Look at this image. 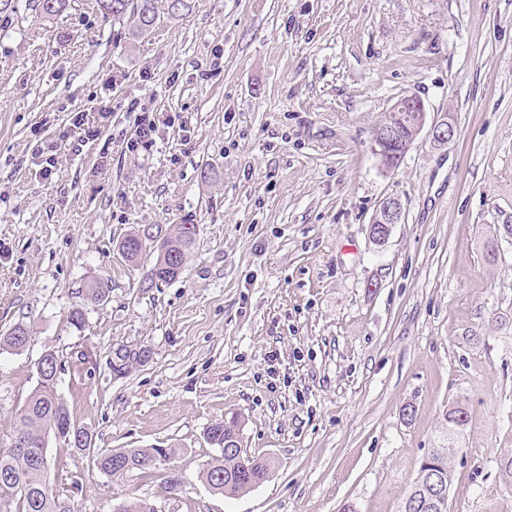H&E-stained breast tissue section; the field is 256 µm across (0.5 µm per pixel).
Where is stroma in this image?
I'll return each instance as SVG.
<instances>
[{
	"mask_svg": "<svg viewBox=\"0 0 512 512\" xmlns=\"http://www.w3.org/2000/svg\"><path fill=\"white\" fill-rule=\"evenodd\" d=\"M19 27L0 37V334L23 323L29 343L0 354L1 452L50 349L95 450L179 449L171 491L49 438L48 480L80 512H403L457 405L449 512H512V0H192L143 34L71 0ZM406 95L456 135L389 169L374 129ZM104 109L79 141L73 113ZM388 197L403 217L379 245ZM185 223L182 275L146 287L120 241ZM98 281L107 300L84 299ZM121 345L149 356L117 378ZM231 416L274 462L241 496L199 478L205 429ZM402 204L394 197L384 199L372 219L369 226V236L377 243H385L391 233L394 224L402 220Z\"/></svg>",
	"mask_w": 512,
	"mask_h": 512,
	"instance_id": "35a3bbf8",
	"label": "stroma"
}]
</instances>
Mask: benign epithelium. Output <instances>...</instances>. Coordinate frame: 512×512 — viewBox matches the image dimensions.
Segmentation results:
<instances>
[{
    "instance_id": "7a95c632",
    "label": "benign epithelium",
    "mask_w": 512,
    "mask_h": 512,
    "mask_svg": "<svg viewBox=\"0 0 512 512\" xmlns=\"http://www.w3.org/2000/svg\"><path fill=\"white\" fill-rule=\"evenodd\" d=\"M393 111L410 112L412 116L409 120L410 136L403 141L398 139L397 129L390 124L381 123L374 131L373 151L389 169L393 168L389 159L405 155L410 145L424 131L436 146H445L455 137L456 126L453 119L446 115L439 120L428 121V113L416 96L411 95L400 99L394 105ZM401 220V202L394 197L384 199L369 226L370 238L377 243L386 242L393 225L400 223Z\"/></svg>"
}]
</instances>
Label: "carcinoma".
Masks as SVG:
<instances>
[{
	"label": "carcinoma",
	"instance_id": "carcinoma-1",
	"mask_svg": "<svg viewBox=\"0 0 512 512\" xmlns=\"http://www.w3.org/2000/svg\"><path fill=\"white\" fill-rule=\"evenodd\" d=\"M98 10L115 20H131L141 32L156 24L159 18L158 0H95ZM70 6V0H0V36L7 37L16 32L13 26L20 12L30 11L46 21L54 20ZM156 234L164 238V247L152 245V241L139 237V231L128 234L121 242L126 262L139 265L147 257L153 263L147 275L148 284L170 282L183 272L185 263L196 245V238L187 236V225L156 227ZM28 330L17 324L7 335L0 336V349L19 353L26 347ZM57 358L51 356L45 364V372L37 379V385L28 396L14 423V434L24 435L34 450L47 451L46 439L56 433L62 425L69 427L60 437L65 445L79 450H91L92 437L73 423L66 405L55 391ZM467 413L461 406L450 409L444 415L443 428L448 436L454 435L465 425ZM241 425L237 418L230 417L209 425L204 433L206 442L217 449L215 455L203 465L201 480L215 493L232 496L250 492L263 483L272 469L268 458L248 455L242 448H227L225 443L241 438ZM449 446L432 449L422 460L417 477L408 491L404 512H448V501L434 498L432 489L426 485V475L435 473L447 485H452L453 469ZM157 448H116L107 453L96 454L97 469L110 477H119L128 472L139 471L153 475L157 466L153 464ZM48 469L33 464L26 454L13 451L0 454V477L9 481L0 482V501L16 502L15 509L0 512H79L74 497L66 490L56 489L47 482Z\"/></svg>",
	"mask_w": 512,
	"mask_h": 512
}]
</instances>
